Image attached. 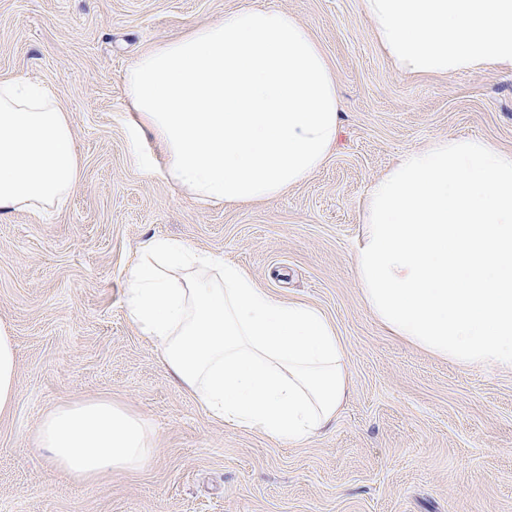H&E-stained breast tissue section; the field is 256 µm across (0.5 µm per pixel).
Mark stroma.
<instances>
[{
    "instance_id": "1",
    "label": "stroma",
    "mask_w": 512,
    "mask_h": 512,
    "mask_svg": "<svg viewBox=\"0 0 512 512\" xmlns=\"http://www.w3.org/2000/svg\"><path fill=\"white\" fill-rule=\"evenodd\" d=\"M293 15L342 99L334 152L260 202L204 207L151 171L123 78L145 50L242 6ZM51 86L82 177L47 216L0 217V323L17 398L0 418V512H512V371L463 369L389 335L354 269L360 204L403 153L465 136L512 151V72L398 73L360 0H0V78ZM176 238L320 308L344 345L350 392L303 444L207 414L134 327L126 269ZM107 400L153 431L144 461L78 483L35 447L54 408Z\"/></svg>"
}]
</instances>
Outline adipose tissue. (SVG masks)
<instances>
[{"mask_svg": "<svg viewBox=\"0 0 512 512\" xmlns=\"http://www.w3.org/2000/svg\"><path fill=\"white\" fill-rule=\"evenodd\" d=\"M404 75L512 71V0H360ZM127 109L161 171L200 204L277 197L320 168L339 131L336 77L310 32L260 6L162 41L124 75ZM81 177L69 112L50 89L0 79V216L67 204ZM127 307L175 379L214 418L292 444L334 422L348 392L344 346L317 307L282 299L244 269L172 239L150 241L127 275ZM0 325V416L17 395ZM153 433L105 400L61 405L37 447L77 482L137 468Z\"/></svg>", "mask_w": 512, "mask_h": 512, "instance_id": "1", "label": "adipose tissue"}]
</instances>
